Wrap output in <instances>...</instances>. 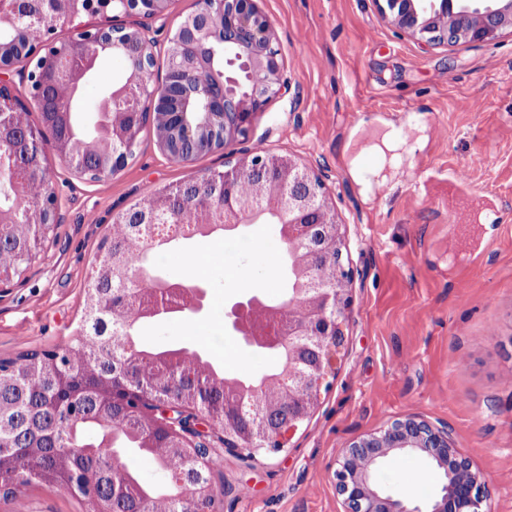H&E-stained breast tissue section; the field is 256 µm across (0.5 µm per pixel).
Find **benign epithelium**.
Wrapping results in <instances>:
<instances>
[{
    "mask_svg": "<svg viewBox=\"0 0 512 512\" xmlns=\"http://www.w3.org/2000/svg\"><path fill=\"white\" fill-rule=\"evenodd\" d=\"M50 3L43 20V35L32 44L27 59L33 62L29 71H16L29 83L30 96L42 98L46 76L61 68L68 60L80 61L91 69L104 52L119 50L137 60L122 86L112 88V99L102 104V113L110 116L108 139L112 149L89 158L88 152L70 143L55 139L51 148L59 159L75 173L92 181L107 179L122 170L137 147L143 128L150 124L156 133V144L173 162L191 164L205 152L223 149L247 135L254 115L267 100L288 88L283 80L284 61L273 47L275 27L263 15L257 0H196V8L188 13L170 38L167 80L158 85L153 80L152 44L145 29L118 28L110 23L83 26L79 19L95 14L97 9L88 0H47ZM380 13L399 31L429 46L468 42L489 45L506 30L512 31V0H374ZM170 0H103L101 8L115 5L125 12L134 11L151 19L162 15ZM76 29L64 41L52 35L60 23ZM224 52V71L208 83L201 81L202 72L213 69L217 51ZM10 65H0V124L13 112L26 109L16 98L6 100L2 93L12 83ZM187 89L208 103L203 121L193 124L184 112L165 111L169 86ZM137 87L140 98L127 112L111 111V101L124 98L131 87ZM93 167H87L88 160ZM248 179V195L236 203H224L215 210L205 208V224L215 222L234 228L268 212L281 224L285 249L299 252L312 250L316 242L333 262L334 274L325 279L309 266L297 270L294 298L283 303L268 332L269 342L285 348L283 372L291 380L288 391L277 387L273 376L240 391L241 398L258 399L263 406L250 405L252 422L239 427L220 423L209 414L205 400L193 411L196 422H205L208 429L219 431L230 450L251 461L261 453L279 452L317 406L326 383L334 354L343 343L342 323L350 305L352 273L343 262L341 224L329 205L325 187L315 171L292 157L255 153L238 159L220 175L198 174L190 184L205 183L213 191L225 193L232 185ZM56 195L49 192L35 208L28 198L15 191L13 207L0 212V234L15 224L14 213L34 211L27 224L29 236L42 242L55 223ZM168 208L157 207L132 223V229L149 236L147 247L168 229ZM104 258L101 275L117 274L128 288H149L151 284L139 273L129 271L120 255L106 239L100 247ZM262 296L253 294L234 302L225 311V324L233 334H250L253 312L261 309ZM105 398L123 393L124 402L139 409L152 407L156 424L182 442L194 467L203 471L212 468L213 457L203 454L195 439L202 436L197 426L183 431L177 412L182 406L157 387L153 379L140 376L121 379L112 384L102 380ZM295 401L296 409L275 425L269 417L283 402ZM411 451L445 470L453 482L444 484L428 502L394 496L379 488L373 473L392 454ZM336 487L344 497L345 512H487L491 490L484 476L473 469L470 460L454 448L448 426H436L418 417L396 419L384 429L354 439L336 460ZM182 498L187 502L204 499L211 494L207 483L185 484Z\"/></svg>",
    "mask_w": 512,
    "mask_h": 512,
    "instance_id": "benign-epithelium-1",
    "label": "benign epithelium"
}]
</instances>
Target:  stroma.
<instances>
[{
	"label": "stroma",
	"mask_w": 512,
	"mask_h": 512,
	"mask_svg": "<svg viewBox=\"0 0 512 512\" xmlns=\"http://www.w3.org/2000/svg\"><path fill=\"white\" fill-rule=\"evenodd\" d=\"M276 29L287 92L270 98L246 138L171 161L145 127L125 167L110 179L75 175L54 151L46 168L57 224L43 252L0 287V360L68 347L85 314L86 285L114 220L169 185L256 150L299 158L324 183L353 272L344 341L310 421L278 453L244 461L217 438L210 474L217 512H343L336 458L350 441L410 416L448 424L454 445L493 494L490 512H512V33L493 44L427 46L394 28L374 0H259ZM194 0H171L145 19L112 12V23L144 28L157 81L169 39ZM399 133L404 180L378 186L368 147ZM485 154V165L472 159ZM466 173L464 182L452 178ZM480 203L486 220L462 228L456 210ZM460 238L449 251V237ZM201 253L203 313L143 325L155 347L189 343L215 364L257 380L276 367L230 333L224 309L257 290L284 299L286 252L278 225L261 220L221 237L172 242L156 269L188 275ZM374 479L405 497L431 495L439 475L416 455L384 464ZM0 512H88L85 500L50 483L0 499Z\"/></svg>",
	"instance_id": "1"
}]
</instances>
